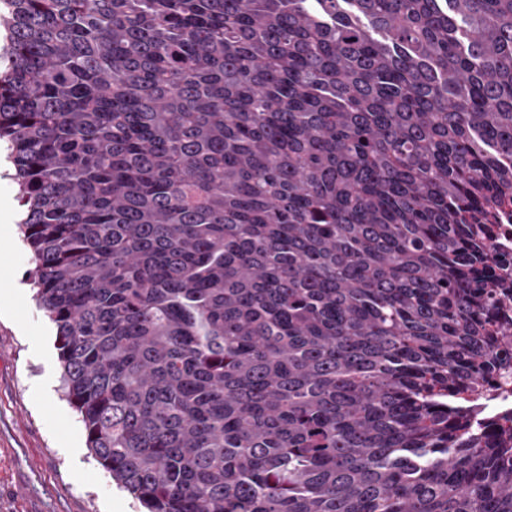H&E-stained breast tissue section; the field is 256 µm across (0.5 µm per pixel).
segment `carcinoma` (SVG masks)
Returning <instances> with one entry per match:
<instances>
[{
	"label": "carcinoma",
	"instance_id": "1",
	"mask_svg": "<svg viewBox=\"0 0 512 512\" xmlns=\"http://www.w3.org/2000/svg\"><path fill=\"white\" fill-rule=\"evenodd\" d=\"M0 140L88 448L147 512H512V0H5ZM498 381H491L495 387L499 382L503 385L502 389L493 388L489 397L484 400L479 408L480 421L495 422V427L501 431L503 438L510 440L512 425V380L509 378H498Z\"/></svg>",
	"mask_w": 512,
	"mask_h": 512
}]
</instances>
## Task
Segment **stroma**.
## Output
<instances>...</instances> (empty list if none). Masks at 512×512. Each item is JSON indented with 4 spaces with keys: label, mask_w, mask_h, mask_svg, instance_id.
Returning a JSON list of instances; mask_svg holds the SVG:
<instances>
[{
    "label": "stroma",
    "mask_w": 512,
    "mask_h": 512,
    "mask_svg": "<svg viewBox=\"0 0 512 512\" xmlns=\"http://www.w3.org/2000/svg\"><path fill=\"white\" fill-rule=\"evenodd\" d=\"M20 224L0 218V512H146L94 457Z\"/></svg>",
    "instance_id": "obj_1"
}]
</instances>
